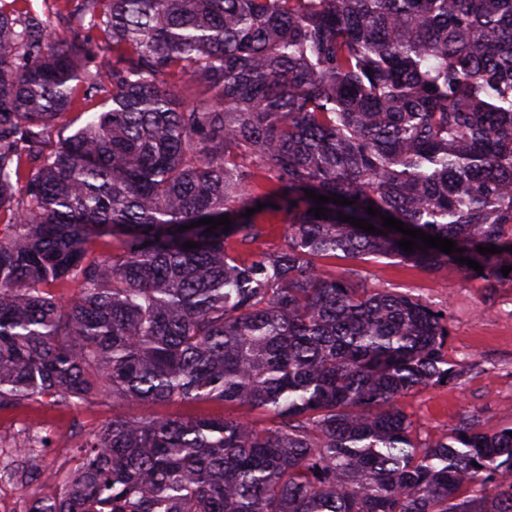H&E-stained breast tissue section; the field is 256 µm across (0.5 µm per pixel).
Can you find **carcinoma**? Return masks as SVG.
<instances>
[{
  "instance_id": "obj_1",
  "label": "carcinoma",
  "mask_w": 512,
  "mask_h": 512,
  "mask_svg": "<svg viewBox=\"0 0 512 512\" xmlns=\"http://www.w3.org/2000/svg\"><path fill=\"white\" fill-rule=\"evenodd\" d=\"M18 2L0 0V409L128 408L29 512H512V427L421 445L397 407L455 374L445 317L319 266L512 281V0H84L112 53L92 69ZM75 81L105 110L72 115ZM259 215L287 225L273 251ZM386 215L464 252L408 253ZM102 236L119 252L93 254ZM175 401L265 424L135 413ZM22 458L10 474L43 475Z\"/></svg>"
}]
</instances>
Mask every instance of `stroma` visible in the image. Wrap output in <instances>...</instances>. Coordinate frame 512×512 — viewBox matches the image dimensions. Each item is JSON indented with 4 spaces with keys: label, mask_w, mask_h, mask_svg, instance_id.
<instances>
[{
    "label": "stroma",
    "mask_w": 512,
    "mask_h": 512,
    "mask_svg": "<svg viewBox=\"0 0 512 512\" xmlns=\"http://www.w3.org/2000/svg\"><path fill=\"white\" fill-rule=\"evenodd\" d=\"M80 3L30 0L32 8L57 32L99 42V33L78 18ZM324 266L335 271L350 268L367 287L415 296L447 316L449 336L444 354L458 369V377L411 391L398 400L419 441L450 435L472 415L485 431L512 426V282L489 288L482 279L454 269L433 271L386 259L366 263L336 258L325 260ZM118 412L108 400L67 408L44 398L0 410V430L7 429L13 417L26 416L37 433L53 441L38 459L46 470L63 456L65 447L74 445L79 436L94 431ZM143 412L172 418L249 415L246 409L214 402L163 403L146 406Z\"/></svg>",
    "instance_id": "1"
}]
</instances>
